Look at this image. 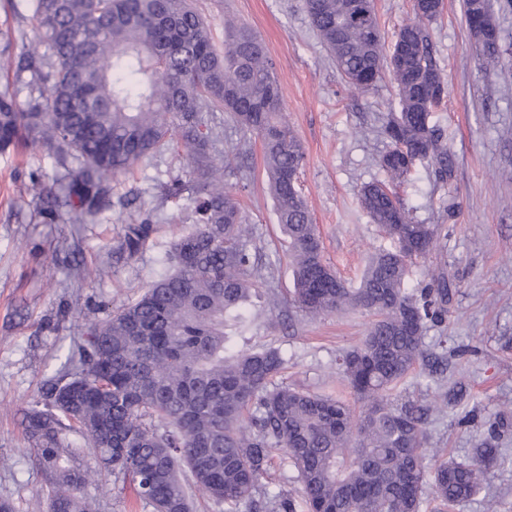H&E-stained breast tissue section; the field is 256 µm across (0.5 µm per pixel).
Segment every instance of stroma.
<instances>
[{
  "label": "stroma",
  "mask_w": 512,
  "mask_h": 512,
  "mask_svg": "<svg viewBox=\"0 0 512 512\" xmlns=\"http://www.w3.org/2000/svg\"><path fill=\"white\" fill-rule=\"evenodd\" d=\"M216 44L233 18L264 43L276 67L283 113L301 138L306 163L299 184L323 244L326 262L357 282L367 259L389 247L359 202L361 188L384 179L380 157L389 143L380 129L397 111L390 77L366 94L352 91L313 28L305 0H193ZM492 20L508 40L500 65L484 68L472 49L463 0H444L433 23L437 59L448 98L432 121L444 134L453 176L437 183L417 166L398 194L420 224L439 227L434 254L413 268L410 285L424 287L429 269L448 282V320L431 327L427 346L443 344L448 368L438 379L415 370L396 398L431 406L428 445L444 456H470L497 427L505 462L488 472L489 493L451 512H512V8L493 0ZM0 32L13 57L38 46L27 0H0ZM217 150L245 151L243 168L228 169L261 257L264 285L276 296L256 310L239 349L278 348L288 360L284 383L354 397L336 372L340 353L357 345L372 320L357 310L309 319L288 303L293 286L283 236L266 189L262 144L225 116L216 119ZM68 157L43 147L0 151V500L15 512H48L44 476L20 426L28 408L93 321L136 300L166 268L172 242L191 225L193 202L169 199L160 183L188 179L184 157L169 152L141 164L113 184L112 205L85 223H70L66 208L42 213L32 181H52L70 167ZM150 218L155 230L132 257L117 254L123 228ZM114 475L89 484L100 512H152L118 490ZM266 496L299 499L296 473L274 452L261 480Z\"/></svg>",
  "instance_id": "1"
}]
</instances>
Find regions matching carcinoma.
Wrapping results in <instances>:
<instances>
[{"mask_svg":"<svg viewBox=\"0 0 512 512\" xmlns=\"http://www.w3.org/2000/svg\"><path fill=\"white\" fill-rule=\"evenodd\" d=\"M444 0H414V17L395 32L399 58L383 54L375 0H305L322 43L346 82L365 93L388 71L399 110L383 133L379 160L388 181L360 190L361 207L391 239L351 288L323 261L321 243L298 184L306 161L288 125L272 61L248 28L224 22L218 48L188 0H31L40 43L16 65L47 94L26 104L0 92V150L22 142L54 147L77 163L55 185L36 183L47 209L61 201L75 221L111 206L112 179L171 147L192 179L161 185L168 198L188 191L194 228L180 235L167 269L133 302L88 325L62 376L24 416L30 448L48 484L49 512H97L84 493L103 471L121 474L154 512H192L185 474L216 503L257 505L269 456L286 452L307 512H434L471 500L487 480L496 448L470 460L433 462L422 409L391 400L422 363L444 354L425 347L428 325L446 322L443 274L411 290L412 267L436 247L439 227L417 224L392 185L416 165L442 184L448 146L431 117L448 97L430 24ZM378 40L369 37V29ZM502 35L480 58L500 63ZM43 63L42 71L37 63ZM226 112L260 138L278 224L288 239L289 302L311 318L361 308L376 319L361 343L338 358V371L364 411L276 382L287 360L274 347L235 349L252 329L250 312L268 298L253 258L250 226L216 163L208 117ZM154 231L149 218L125 225L119 249L134 256ZM80 433L93 464L78 463Z\"/></svg>","mask_w":512,"mask_h":512,"instance_id":"1","label":"carcinoma"}]
</instances>
